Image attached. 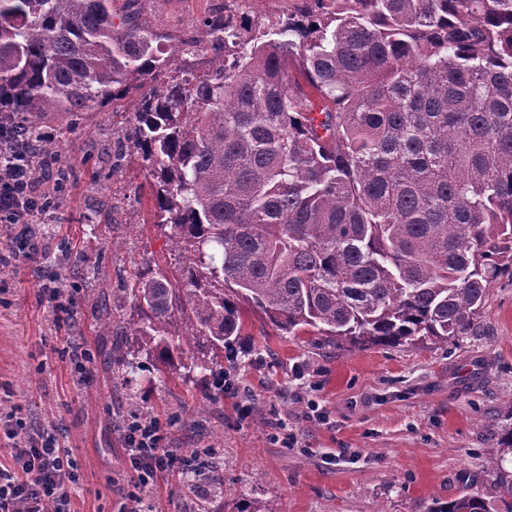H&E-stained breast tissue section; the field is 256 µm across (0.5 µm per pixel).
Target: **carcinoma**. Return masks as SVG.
I'll return each instance as SVG.
<instances>
[{
	"label": "carcinoma",
	"mask_w": 512,
	"mask_h": 512,
	"mask_svg": "<svg viewBox=\"0 0 512 512\" xmlns=\"http://www.w3.org/2000/svg\"><path fill=\"white\" fill-rule=\"evenodd\" d=\"M114 0H0V113L22 141L49 112L149 87L113 139L142 161L173 267L118 289L163 373L218 369L241 305L283 336L366 349L448 344L512 280V0H298L209 15L198 55ZM427 512H512V471Z\"/></svg>",
	"instance_id": "cac0c4a2"
}]
</instances>
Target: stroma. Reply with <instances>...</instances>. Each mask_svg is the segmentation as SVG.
<instances>
[{"instance_id": "obj_1", "label": "stroma", "mask_w": 512, "mask_h": 512, "mask_svg": "<svg viewBox=\"0 0 512 512\" xmlns=\"http://www.w3.org/2000/svg\"><path fill=\"white\" fill-rule=\"evenodd\" d=\"M225 0H148L143 17L175 38ZM128 99L77 116L49 115L69 171L57 209L38 220V251H20L19 224L0 223V413L22 411L52 431L77 467L74 512H123L133 492L122 425L134 412L162 424V447L190 469L158 476L145 512H426L463 487L491 484L512 423V281L496 282L481 325L459 345L338 349L280 335L255 310L224 365L229 385L158 374L138 355L133 382L111 363L97 296L143 263L170 265V231L151 222L152 179L135 162L113 170L107 150L126 127ZM66 275L69 312L46 288ZM91 361L75 367L72 347Z\"/></svg>"}]
</instances>
